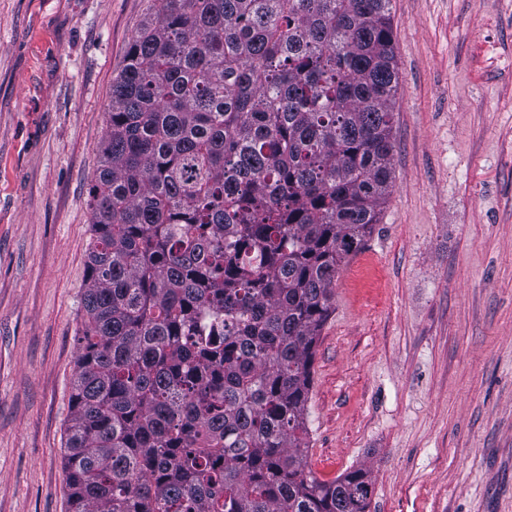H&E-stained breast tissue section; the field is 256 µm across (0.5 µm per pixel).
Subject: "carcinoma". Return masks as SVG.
<instances>
[{
    "label": "carcinoma",
    "instance_id": "obj_1",
    "mask_svg": "<svg viewBox=\"0 0 512 512\" xmlns=\"http://www.w3.org/2000/svg\"><path fill=\"white\" fill-rule=\"evenodd\" d=\"M389 0H159L91 187L68 512H369L307 464L314 347L392 183Z\"/></svg>",
    "mask_w": 512,
    "mask_h": 512
}]
</instances>
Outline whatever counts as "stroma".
<instances>
[{"label":"stroma","mask_w":512,"mask_h":512,"mask_svg":"<svg viewBox=\"0 0 512 512\" xmlns=\"http://www.w3.org/2000/svg\"><path fill=\"white\" fill-rule=\"evenodd\" d=\"M157 0H0V512L64 448L112 81ZM392 187L315 347L308 466L370 512H512V0H390Z\"/></svg>","instance_id":"35a3bbf8"}]
</instances>
